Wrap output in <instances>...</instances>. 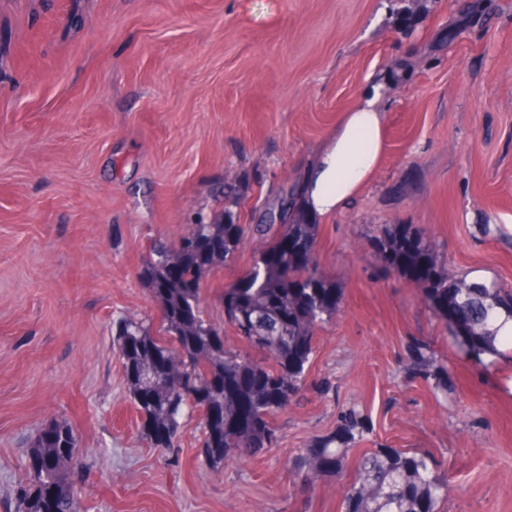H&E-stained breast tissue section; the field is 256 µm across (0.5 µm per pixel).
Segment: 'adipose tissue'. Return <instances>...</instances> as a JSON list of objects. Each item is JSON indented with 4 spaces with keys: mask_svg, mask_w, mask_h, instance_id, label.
<instances>
[{
    "mask_svg": "<svg viewBox=\"0 0 512 512\" xmlns=\"http://www.w3.org/2000/svg\"><path fill=\"white\" fill-rule=\"evenodd\" d=\"M383 95L382 85L369 87L318 151L300 188L307 211L338 212L372 177L384 152Z\"/></svg>",
    "mask_w": 512,
    "mask_h": 512,
    "instance_id": "1",
    "label": "adipose tissue"
}]
</instances>
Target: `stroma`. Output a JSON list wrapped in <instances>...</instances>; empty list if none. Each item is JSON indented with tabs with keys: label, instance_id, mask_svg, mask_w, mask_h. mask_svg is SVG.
<instances>
[{
	"label": "stroma",
	"instance_id": "35a3bbf8",
	"mask_svg": "<svg viewBox=\"0 0 512 512\" xmlns=\"http://www.w3.org/2000/svg\"><path fill=\"white\" fill-rule=\"evenodd\" d=\"M373 83L385 152L317 225L341 303L305 399L273 448L219 469L195 419L150 447L112 336L159 326L151 240L228 211L261 223ZM382 224L449 279L512 288V0H0V512L55 422L79 440L83 512H343L361 455L388 447L431 454L442 512H512V349L459 352L423 283L374 251ZM256 248L206 277L211 320ZM416 339L449 392L408 372ZM350 407L368 426L346 468L300 491L295 459Z\"/></svg>",
	"mask_w": 512,
	"mask_h": 512
}]
</instances>
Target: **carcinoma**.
Here are the masks:
<instances>
[{
    "label": "carcinoma",
    "mask_w": 512,
    "mask_h": 512,
    "mask_svg": "<svg viewBox=\"0 0 512 512\" xmlns=\"http://www.w3.org/2000/svg\"><path fill=\"white\" fill-rule=\"evenodd\" d=\"M298 202V186L293 185L269 209L265 224L248 229L241 224H191L175 243L161 237L153 242L144 277L151 284L167 283L166 304L160 307L165 338L131 319L119 320L112 336L116 347L131 337L151 350L176 355L170 374L154 375L152 398L143 404L138 402L139 379H127L131 400L150 421L144 435L151 447H175L184 421L198 408L192 395L203 387V403L211 417L201 422V447L224 449L207 457L211 468L273 446L276 436L270 418L302 393L315 332L336 315L339 306L336 285L321 274L316 258L317 225L302 222ZM247 231L259 248L249 273L224 291V319L249 347L264 352L269 363L213 343L211 331L218 324L205 317L201 306L204 278L234 258ZM374 244L401 272L409 270L410 262L426 260L425 298L457 309L479 339L477 345L467 347L468 355L480 359L498 354L503 345L512 347V336L499 340L492 328L494 311L512 315V289L496 283L449 282L433 249L406 225L382 231ZM408 369L448 390L447 369L436 364L420 342L411 348ZM53 427L65 432V440L52 445L37 440L28 455L45 459L53 470L63 467L57 495L45 501L31 476H26L17 493V508L24 512L80 510L71 489L78 441L69 426ZM364 429L358 411L343 412L336 433L316 441L296 459L300 485L313 488L318 480L342 470L351 443ZM446 497L448 483L433 475L429 454L377 448L362 457L356 481L343 490V506L344 512H440L438 504Z\"/></svg>",
    "instance_id": "carcinoma-1"
}]
</instances>
